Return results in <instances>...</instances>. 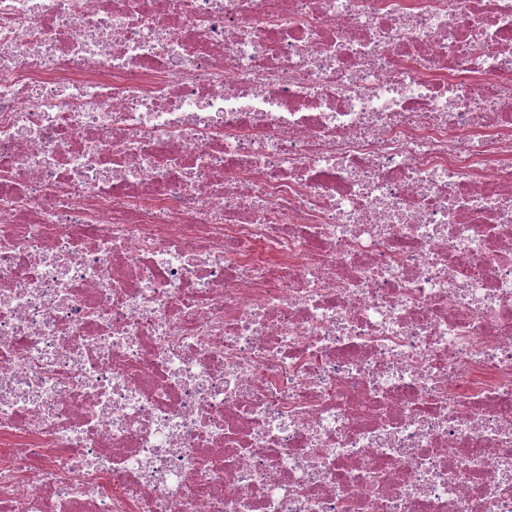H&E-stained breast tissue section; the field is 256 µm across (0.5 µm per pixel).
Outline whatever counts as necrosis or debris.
Wrapping results in <instances>:
<instances>
[{
	"instance_id": "necrosis-or-debris-1",
	"label": "necrosis or debris",
	"mask_w": 512,
	"mask_h": 512,
	"mask_svg": "<svg viewBox=\"0 0 512 512\" xmlns=\"http://www.w3.org/2000/svg\"><path fill=\"white\" fill-rule=\"evenodd\" d=\"M0 512H512V0H0Z\"/></svg>"
}]
</instances>
